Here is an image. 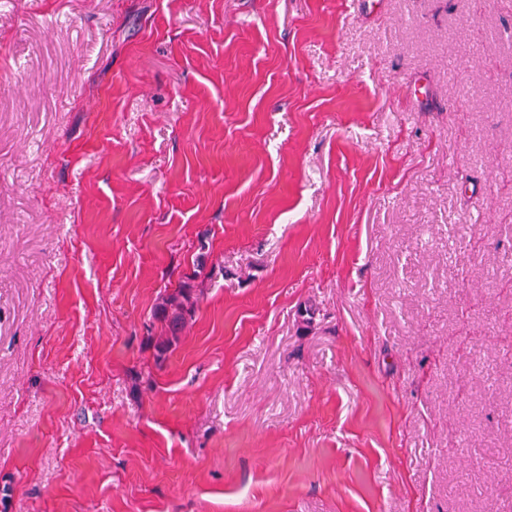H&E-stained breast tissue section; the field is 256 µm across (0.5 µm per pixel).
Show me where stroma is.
Here are the masks:
<instances>
[{"label":"stroma","mask_w":512,"mask_h":512,"mask_svg":"<svg viewBox=\"0 0 512 512\" xmlns=\"http://www.w3.org/2000/svg\"><path fill=\"white\" fill-rule=\"evenodd\" d=\"M0 512H512V0H0ZM197 267L199 272L194 273L192 277H185L176 288L167 291L156 308L155 316L166 328V336H161L157 344L160 354L166 353L178 342L181 332L195 315L198 297L194 281L203 266Z\"/></svg>","instance_id":"35a3bbf8"}]
</instances>
